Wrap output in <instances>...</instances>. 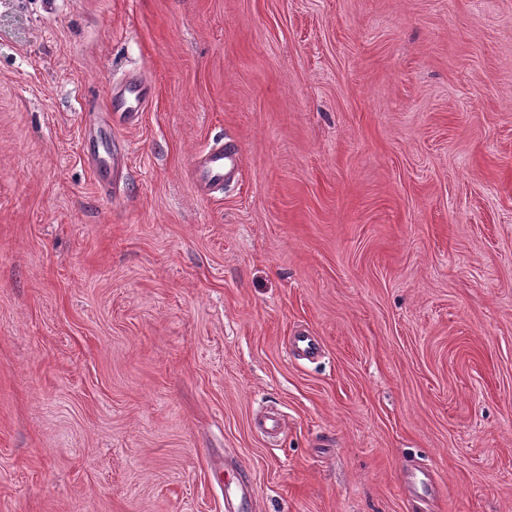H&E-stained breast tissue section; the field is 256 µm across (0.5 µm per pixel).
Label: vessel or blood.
Instances as JSON below:
<instances>
[{
	"label": "vessel or blood",
	"mask_w": 512,
	"mask_h": 512,
	"mask_svg": "<svg viewBox=\"0 0 512 512\" xmlns=\"http://www.w3.org/2000/svg\"><path fill=\"white\" fill-rule=\"evenodd\" d=\"M153 95L149 81L140 76L115 84L108 97V115L111 121L124 125L136 124ZM86 145L96 162L95 176L100 189L112 192L124 171V159L112 150L106 128L100 123L90 124ZM242 170V154L237 142L219 141L197 154L191 161V176L198 194L209 196L223 190L225 184L236 181ZM291 352L300 359L318 358L323 346L319 337L308 331L296 332L289 339ZM403 490L411 497L435 499L437 485L432 477L418 478L416 470L405 472ZM252 489L241 481H231L224 486L225 512H254Z\"/></svg>",
	"instance_id": "b4317fda"
}]
</instances>
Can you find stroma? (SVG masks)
I'll return each instance as SVG.
<instances>
[{"mask_svg":"<svg viewBox=\"0 0 512 512\" xmlns=\"http://www.w3.org/2000/svg\"><path fill=\"white\" fill-rule=\"evenodd\" d=\"M410 465L512 512V0H0V512H415ZM154 87L140 76L126 78L111 88L108 97L110 122L135 125L153 95ZM86 145L89 154L96 162L95 176L100 189L106 193H112L122 178L124 158L112 151V141L108 136L107 129L98 122L90 124L86 135ZM101 149L105 156L101 155ZM242 154L237 142L221 140L191 161V176L198 194L210 196L241 175ZM289 348L299 359L307 361L315 360L323 351L320 338L305 330L297 331L290 336ZM224 510L225 512H253L255 510L253 490L238 478L236 481L224 483Z\"/></svg>","mask_w":512,"mask_h":512,"instance_id":"35a3bbf8","label":"stroma"}]
</instances>
